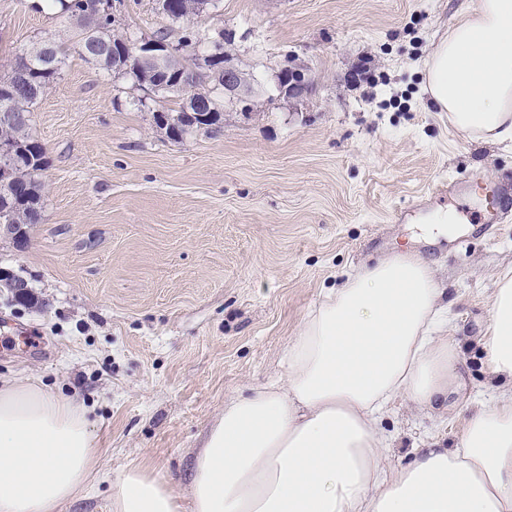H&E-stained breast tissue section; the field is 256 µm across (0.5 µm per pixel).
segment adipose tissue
Wrapping results in <instances>:
<instances>
[{"instance_id": "adipose-tissue-1", "label": "adipose tissue", "mask_w": 512, "mask_h": 512, "mask_svg": "<svg viewBox=\"0 0 512 512\" xmlns=\"http://www.w3.org/2000/svg\"><path fill=\"white\" fill-rule=\"evenodd\" d=\"M425 92L462 138L512 143V0H480L435 46ZM436 270L398 251L347 274L291 340L280 379L224 402L190 485L192 512H512V266L498 270L477 340L497 394L460 439L386 468L381 414L404 397L444 411L463 386ZM95 441L83 408L0 379V512H60L87 486ZM143 464L112 512H180Z\"/></svg>"}]
</instances>
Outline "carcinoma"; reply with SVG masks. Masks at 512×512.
I'll list each match as a JSON object with an SVG mask.
<instances>
[{
	"instance_id": "cac0c4a2",
	"label": "carcinoma",
	"mask_w": 512,
	"mask_h": 512,
	"mask_svg": "<svg viewBox=\"0 0 512 512\" xmlns=\"http://www.w3.org/2000/svg\"><path fill=\"white\" fill-rule=\"evenodd\" d=\"M60 4V13L64 17L62 36L72 40L80 52H85L89 44L103 49V58L97 67L109 75H121L132 79L139 86H147L153 92L166 96L177 94L182 97L179 110L172 117L181 119L186 113L210 115L203 126L195 127L199 131L216 130L222 121L221 98L224 97V78L217 72L213 58L228 59L224 54V41H232L233 32L225 34V40H217L206 50H200L201 39L197 33L185 30L175 42L183 54H192L197 60L196 68L189 69L173 63L165 66L160 75L164 85L157 86L146 81L148 69L139 64L135 56L129 54L137 40L121 32L112 13L97 8V0H56ZM212 0H175L171 9L173 22L183 21L203 11V6ZM54 53L51 58L44 56L43 41L31 43L24 49L17 66L21 69L19 80H0V98L12 103L14 110L23 113L25 119L9 125L0 131L4 139L21 149L16 162L0 171V179L15 188L16 195L27 196L29 200L19 202L15 208L18 220L23 224H37L41 220L42 195L36 175L33 171L44 164V148L29 133L30 113L38 101L57 86L65 55L58 44L53 42Z\"/></svg>"
}]
</instances>
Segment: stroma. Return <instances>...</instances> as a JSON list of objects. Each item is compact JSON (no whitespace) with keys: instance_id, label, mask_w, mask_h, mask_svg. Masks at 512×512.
<instances>
[{"instance_id":"1","label":"stroma","mask_w":512,"mask_h":512,"mask_svg":"<svg viewBox=\"0 0 512 512\" xmlns=\"http://www.w3.org/2000/svg\"><path fill=\"white\" fill-rule=\"evenodd\" d=\"M478 0H219L169 24L156 0H118L134 38L172 26L224 51L255 79L250 110L182 141L156 128L155 96L63 43L56 90L30 115L45 151L42 221L0 268L33 304L0 301V377L30 378L82 406L97 439L90 488L62 512H110L131 463L188 498L201 441L224 401L276 381L304 317L360 266L405 248L437 269L449 335L464 343V389L439 414L401 399L384 411L393 467L460 437L491 402L477 338L499 267L512 265V214L479 236L473 199L434 195L472 177L512 187V149L466 140L422 90L424 63ZM61 27L45 0H0V78ZM306 92L280 91L281 71ZM461 211L447 236L421 225Z\"/></svg>"}]
</instances>
